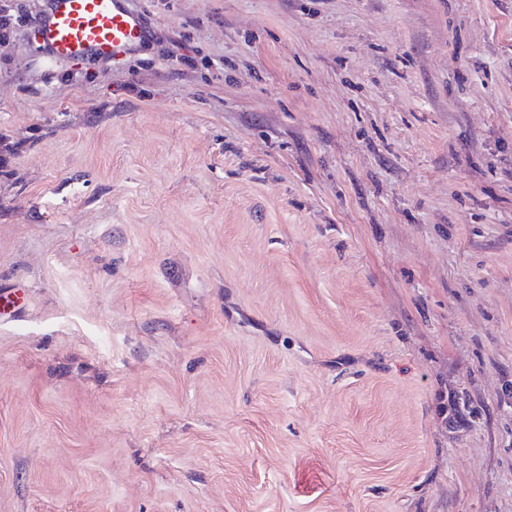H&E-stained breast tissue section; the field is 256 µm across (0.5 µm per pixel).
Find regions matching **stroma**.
Segmentation results:
<instances>
[{"label":"stroma","instance_id":"35a3bbf8","mask_svg":"<svg viewBox=\"0 0 512 512\" xmlns=\"http://www.w3.org/2000/svg\"><path fill=\"white\" fill-rule=\"evenodd\" d=\"M3 4L0 512H512V0ZM34 32L52 60L78 63L96 56L119 60L149 37L142 14L129 0H49Z\"/></svg>","mask_w":512,"mask_h":512}]
</instances>
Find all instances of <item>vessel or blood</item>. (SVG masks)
Listing matches in <instances>:
<instances>
[{"mask_svg": "<svg viewBox=\"0 0 512 512\" xmlns=\"http://www.w3.org/2000/svg\"><path fill=\"white\" fill-rule=\"evenodd\" d=\"M34 32L51 59L77 63L92 56L118 60L131 55L150 29L130 0H49Z\"/></svg>", "mask_w": 512, "mask_h": 512, "instance_id": "obj_1", "label": "vessel or blood"}]
</instances>
